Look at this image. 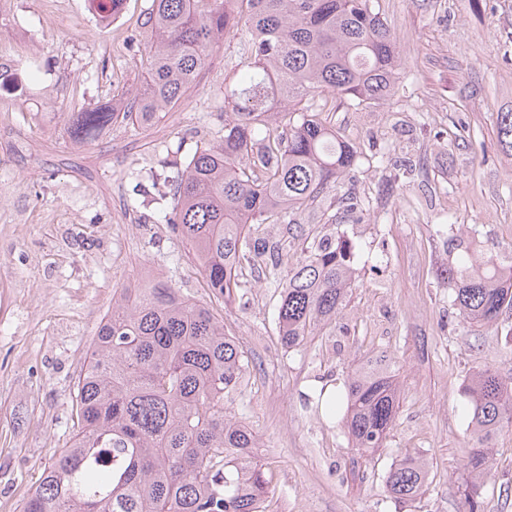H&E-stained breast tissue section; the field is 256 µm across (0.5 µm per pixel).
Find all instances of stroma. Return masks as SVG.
I'll list each match as a JSON object with an SVG mask.
<instances>
[{
  "mask_svg": "<svg viewBox=\"0 0 512 512\" xmlns=\"http://www.w3.org/2000/svg\"><path fill=\"white\" fill-rule=\"evenodd\" d=\"M84 0H12L0 11V55L27 83L26 102L0 99V512H22L57 448L69 441L75 383L116 289L144 270L207 303L248 360L227 408L258 436L272 512H468L464 396L475 367L512 382V314L489 327L454 319L439 273L465 253L512 261V155L495 146L497 116L512 112V0H376L403 60L380 105L329 101L324 116L361 152L338 194L364 203L346 215L316 207L296 226L263 224L299 259L305 238L344 233L356 286L335 322L285 349L276 288L245 273L216 295L189 245L153 223L158 184L172 159L224 133L226 84L244 73L240 40L208 48L181 101L142 127L115 119L86 146L69 113L131 102L149 0H125L122 35ZM401 384L397 424L373 460L356 453L317 407L377 354ZM408 451L432 466L430 490L389 498L382 477ZM481 512H512V427L493 441Z\"/></svg>",
  "mask_w": 512,
  "mask_h": 512,
  "instance_id": "1",
  "label": "stroma"
}]
</instances>
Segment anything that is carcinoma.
Wrapping results in <instances>:
<instances>
[{
	"instance_id": "obj_1",
	"label": "carcinoma",
	"mask_w": 512,
	"mask_h": 512,
	"mask_svg": "<svg viewBox=\"0 0 512 512\" xmlns=\"http://www.w3.org/2000/svg\"><path fill=\"white\" fill-rule=\"evenodd\" d=\"M124 0H91L100 16ZM143 76L130 112L70 113L73 143L93 142L121 117L149 125L192 88L208 47L239 35L243 78L224 86V135L196 149L166 179L172 209H159L192 246L212 290L229 296L246 267L281 288L282 343L304 345L336 320L353 287L341 237L316 235L290 262L257 224L296 223L355 165L360 152L319 119L315 97L382 104L401 65L399 41L373 0H151L144 16ZM498 145L512 152V113L500 115ZM469 256L441 274L455 317L471 327L512 312V266L494 259L472 271ZM286 275H281V272ZM243 352L210 307L151 272L112 298L80 375L76 429L58 450L24 512H269L265 464L255 433L224 407L241 384ZM465 394L477 443L468 460L472 488L491 475L489 441L512 423V386L489 366ZM400 389L385 356L354 369L342 413L362 456L385 447ZM386 492L414 502L429 490L427 462L407 452L384 476Z\"/></svg>"
}]
</instances>
